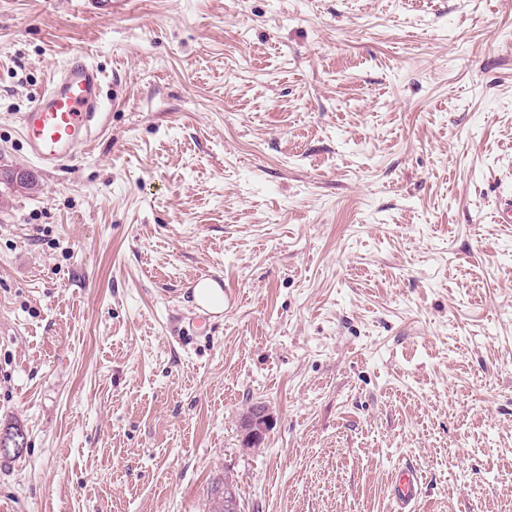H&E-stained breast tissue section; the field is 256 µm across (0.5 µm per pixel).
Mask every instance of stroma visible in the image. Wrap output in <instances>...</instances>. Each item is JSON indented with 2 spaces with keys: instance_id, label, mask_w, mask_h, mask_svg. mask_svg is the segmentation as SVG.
I'll use <instances>...</instances> for the list:
<instances>
[{
  "instance_id": "stroma-1",
  "label": "stroma",
  "mask_w": 512,
  "mask_h": 512,
  "mask_svg": "<svg viewBox=\"0 0 512 512\" xmlns=\"http://www.w3.org/2000/svg\"><path fill=\"white\" fill-rule=\"evenodd\" d=\"M107 123L42 171L74 53ZM0 512H512V0H0ZM224 281L196 335L186 283ZM274 421L260 449L241 420ZM101 72L84 55L74 54L21 118L27 152L45 169H57L91 141L103 122ZM272 423V415L266 405L251 407L242 418L241 427L250 447H259ZM421 495V480L417 470L406 466L399 469L391 486V499L396 512H416ZM221 495V496H219ZM223 498V503L212 501V498L208 500L209 512H238L242 511L240 506V500L236 490V481L230 474H224L223 484L219 487L215 497Z\"/></svg>"
}]
</instances>
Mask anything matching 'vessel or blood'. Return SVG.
Returning a JSON list of instances; mask_svg holds the SVG:
<instances>
[{
    "label": "vessel or blood",
    "mask_w": 512,
    "mask_h": 512,
    "mask_svg": "<svg viewBox=\"0 0 512 512\" xmlns=\"http://www.w3.org/2000/svg\"><path fill=\"white\" fill-rule=\"evenodd\" d=\"M102 75L84 55L74 54L21 118L29 154L47 169L63 167L91 140L103 120ZM421 480L417 470L399 469L391 487L396 512H417Z\"/></svg>",
    "instance_id": "1"
}]
</instances>
